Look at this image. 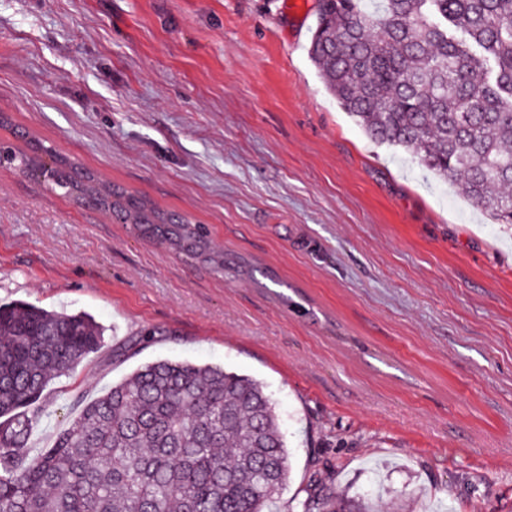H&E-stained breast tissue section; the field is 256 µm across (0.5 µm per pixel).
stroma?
Wrapping results in <instances>:
<instances>
[{
	"instance_id": "stroma-1",
	"label": "stroma",
	"mask_w": 512,
	"mask_h": 512,
	"mask_svg": "<svg viewBox=\"0 0 512 512\" xmlns=\"http://www.w3.org/2000/svg\"><path fill=\"white\" fill-rule=\"evenodd\" d=\"M305 2L0 0V112L290 298L1 173L0 303L105 329L32 406L28 452L140 366L187 360L271 393L275 512L317 479L399 512H512V229L329 96Z\"/></svg>"
}]
</instances>
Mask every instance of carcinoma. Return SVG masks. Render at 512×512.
Here are the masks:
<instances>
[{
    "label": "carcinoma",
    "mask_w": 512,
    "mask_h": 512,
    "mask_svg": "<svg viewBox=\"0 0 512 512\" xmlns=\"http://www.w3.org/2000/svg\"><path fill=\"white\" fill-rule=\"evenodd\" d=\"M308 55L372 140L461 182L492 223L512 225V0H318ZM53 165L73 204L97 203L216 273L286 287L274 270L224 255L189 215L59 152ZM103 341L86 313L0 304V512H270L281 484L264 463L289 457L274 402L257 380L218 365L146 364L26 456V408ZM375 501L329 497L316 481L297 512H374Z\"/></svg>",
    "instance_id": "obj_1"
}]
</instances>
